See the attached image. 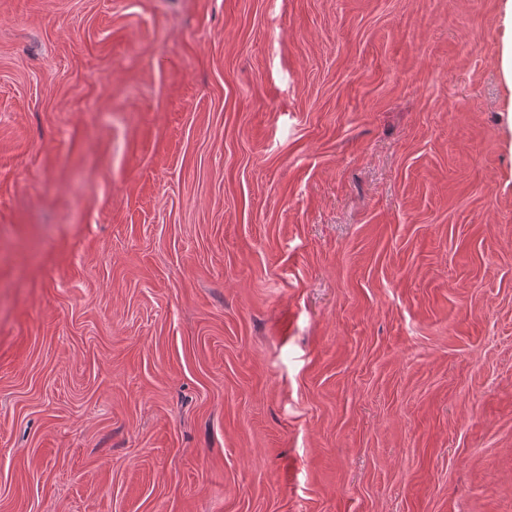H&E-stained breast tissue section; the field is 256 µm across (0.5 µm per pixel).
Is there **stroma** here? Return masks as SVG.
<instances>
[{"mask_svg":"<svg viewBox=\"0 0 512 512\" xmlns=\"http://www.w3.org/2000/svg\"><path fill=\"white\" fill-rule=\"evenodd\" d=\"M507 0H0V512H512Z\"/></svg>","mask_w":512,"mask_h":512,"instance_id":"stroma-1","label":"stroma"}]
</instances>
